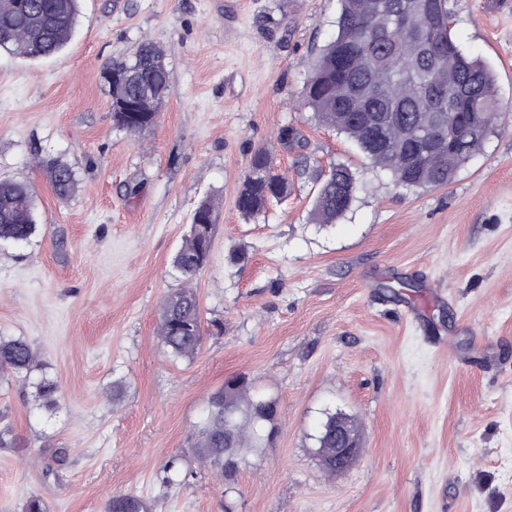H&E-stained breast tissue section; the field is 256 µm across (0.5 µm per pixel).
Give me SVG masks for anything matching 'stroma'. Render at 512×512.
<instances>
[{"instance_id": "1", "label": "stroma", "mask_w": 512, "mask_h": 512, "mask_svg": "<svg viewBox=\"0 0 512 512\" xmlns=\"http://www.w3.org/2000/svg\"><path fill=\"white\" fill-rule=\"evenodd\" d=\"M454 34L512 103V0H449ZM338 0H81L72 39L29 61L0 51V178L32 185L38 230L0 244V334L25 338L58 404L0 378V512H104L116 493L155 512H512V117L442 188L395 187L302 105ZM150 41L173 92L134 140L112 121L104 68ZM304 138L283 149L280 127ZM268 147L287 200L244 218L239 180ZM75 162L59 199L35 156ZM360 185L346 216L311 219L334 164ZM211 256L195 279L203 343L190 359L156 327L172 259L203 200ZM419 307L421 318L407 314ZM246 378L277 400L276 433L225 493L199 473L167 488L208 396ZM362 425L327 474L325 412ZM69 452L55 466L54 449ZM32 384L35 388V400L45 409H54L59 393L57 382L47 376H41ZM193 471L184 470L177 458L169 459L164 465L159 480L163 486L183 485L189 482L194 476Z\"/></svg>"}]
</instances>
